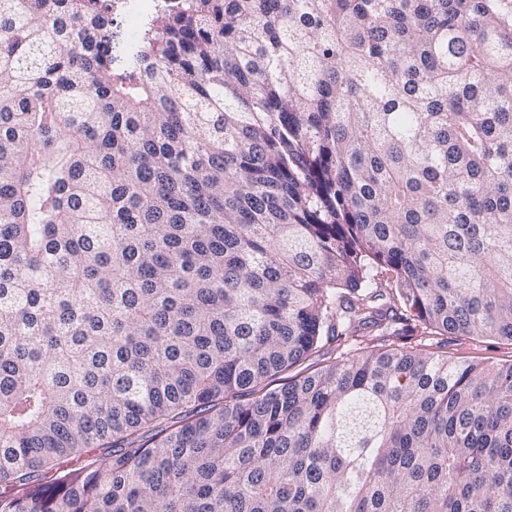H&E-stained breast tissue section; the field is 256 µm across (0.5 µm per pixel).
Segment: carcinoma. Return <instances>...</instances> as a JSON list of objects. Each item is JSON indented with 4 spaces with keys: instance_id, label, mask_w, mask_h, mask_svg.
Here are the masks:
<instances>
[{
    "instance_id": "1",
    "label": "carcinoma",
    "mask_w": 512,
    "mask_h": 512,
    "mask_svg": "<svg viewBox=\"0 0 512 512\" xmlns=\"http://www.w3.org/2000/svg\"><path fill=\"white\" fill-rule=\"evenodd\" d=\"M142 46L0 0V512H512V0ZM434 342L443 345L439 351L448 356L483 360L487 364L502 365L512 361V343L493 338L468 336H438Z\"/></svg>"
}]
</instances>
